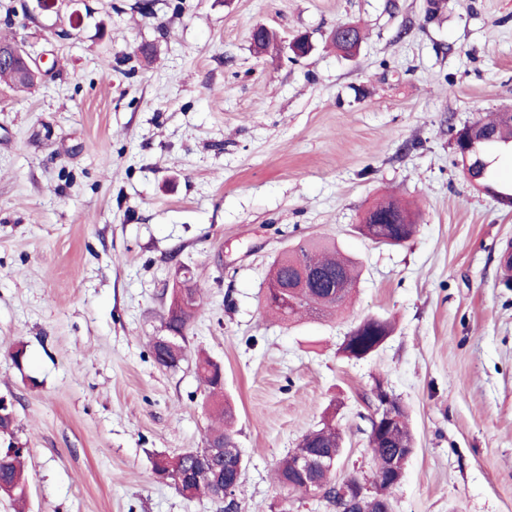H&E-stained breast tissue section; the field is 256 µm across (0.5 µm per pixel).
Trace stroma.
Masks as SVG:
<instances>
[{"mask_svg":"<svg viewBox=\"0 0 512 512\" xmlns=\"http://www.w3.org/2000/svg\"><path fill=\"white\" fill-rule=\"evenodd\" d=\"M0 0V39L41 72L0 82V398L26 448L25 506L0 512H216L152 472L201 447L194 362L157 366L177 274L204 306L191 351L222 363L245 462L239 512H331L276 463L331 418L336 478L371 481L375 383L415 439L392 512H512V208L472 182L452 135L512 108V0ZM364 33L354 60L338 24ZM265 25L275 47L256 51ZM313 51L292 54L293 36ZM394 197L408 242L362 235ZM312 238L361 266L339 315L283 322L274 257ZM393 330L339 347L362 319ZM24 346L27 361L10 356ZM376 325L379 336L373 330ZM391 333L387 321L378 318L362 320L345 336L341 352L348 358L363 359L372 355Z\"/></svg>","mask_w":512,"mask_h":512,"instance_id":"35a3bbf8","label":"stroma"}]
</instances>
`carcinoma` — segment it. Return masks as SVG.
Returning <instances> with one entry per match:
<instances>
[{
	"mask_svg": "<svg viewBox=\"0 0 512 512\" xmlns=\"http://www.w3.org/2000/svg\"><path fill=\"white\" fill-rule=\"evenodd\" d=\"M336 49L352 56L359 48L362 37L359 29L348 23L336 26L331 36ZM0 78L17 88L33 83L31 76L20 67H0ZM481 139L469 156V176L480 181L486 188H492L509 195L512 188L499 187L491 176V160L488 151L512 145V114L506 110L496 112L488 119H479ZM416 214L396 200H384L368 210L359 230L363 235L379 244L401 245L408 241L416 230ZM308 275V287L286 288L299 276ZM359 278L356 263L343 256L334 244L306 242L299 244L274 259L267 287L264 293V307L284 321L302 315L326 316L345 306ZM183 308L179 315L168 317L167 327L180 333L174 346L166 352L164 368L175 371L188 357L187 336L191 320L202 307V300L193 288H182ZM391 333L388 322L378 318L362 320L345 336L341 352L348 358L363 359L372 355ZM197 373L206 386L208 411L224 418V427H208L203 434L204 445H221L224 450V468L214 470L197 461L194 449L187 448L174 455L156 454L153 470L158 479L170 482L174 487L190 492V497H208L222 480L235 476L242 454L237 448L231 428L232 415L224 405V372L221 365L208 357L197 358ZM414 437L409 426L385 436L376 434L369 437V446L376 461L372 485L375 493L361 499L356 512H385L390 501L391 490L396 487L394 479L384 471L386 457L393 456L400 448H409ZM26 449L16 448L12 455L0 457V494L21 499L25 496L28 477L24 470L23 458ZM342 453V437L333 421L327 419L322 426L309 431L297 448L280 460L275 469L278 488L288 494L300 493L318 495L328 501L335 497L332 477L321 472L318 485H307L295 470L297 457L308 454Z\"/></svg>",
	"mask_w": 512,
	"mask_h": 512,
	"instance_id": "obj_1",
	"label": "carcinoma"
}]
</instances>
